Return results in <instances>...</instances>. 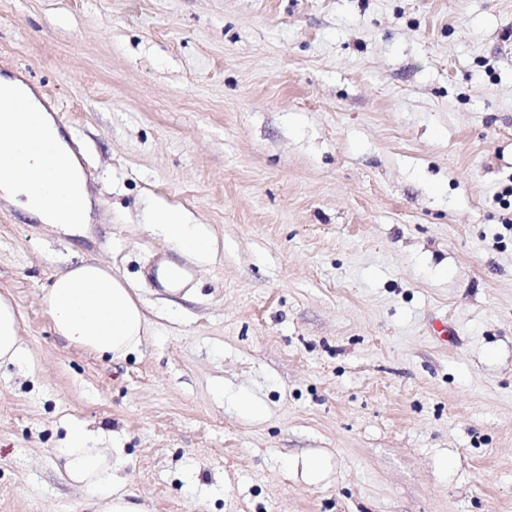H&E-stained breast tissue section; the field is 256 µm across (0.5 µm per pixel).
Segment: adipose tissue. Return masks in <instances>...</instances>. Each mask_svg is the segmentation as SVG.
I'll list each match as a JSON object with an SVG mask.
<instances>
[{"label": "adipose tissue", "instance_id": "adipose-tissue-1", "mask_svg": "<svg viewBox=\"0 0 512 512\" xmlns=\"http://www.w3.org/2000/svg\"><path fill=\"white\" fill-rule=\"evenodd\" d=\"M0 152L17 142L16 115L39 114L40 147L16 167L0 166V198L45 224L84 231L92 221V203L83 167L52 114L19 79L0 78ZM155 223L182 253L200 255L209 240L186 224L181 212L157 211ZM43 304L55 332L71 345L119 360L134 352L147 334L139 302L125 280L96 261H83L56 273L44 290ZM21 315L10 295L0 294V365L24 361L19 336ZM68 479L93 491L98 512H147L121 487L119 453L95 447L86 430L72 428L65 448Z\"/></svg>", "mask_w": 512, "mask_h": 512}]
</instances>
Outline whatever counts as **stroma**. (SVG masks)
<instances>
[{
    "mask_svg": "<svg viewBox=\"0 0 512 512\" xmlns=\"http://www.w3.org/2000/svg\"><path fill=\"white\" fill-rule=\"evenodd\" d=\"M18 62L93 222L0 200L28 356L0 367V512H93L75 424L149 512H512V0H0ZM80 259L142 304L123 359L52 328L43 290ZM154 224L161 228L166 236L175 241L179 250L188 255H200L209 251L210 242L202 234L185 223L181 212L164 209L156 212Z\"/></svg>",
    "mask_w": 512,
    "mask_h": 512,
    "instance_id": "stroma-1",
    "label": "stroma"
}]
</instances>
